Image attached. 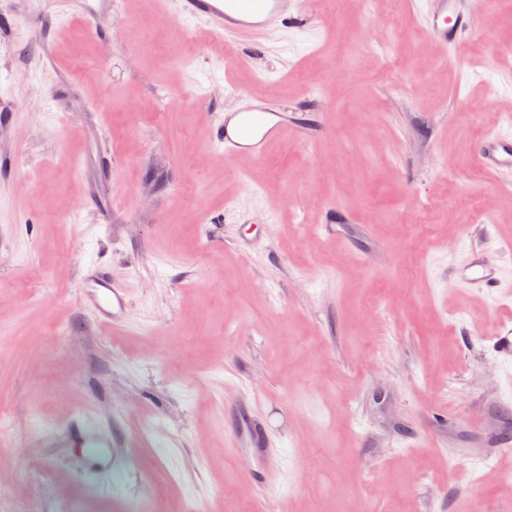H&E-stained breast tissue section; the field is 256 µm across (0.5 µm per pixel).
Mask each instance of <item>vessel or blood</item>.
Wrapping results in <instances>:
<instances>
[{
	"label": "vessel or blood",
	"mask_w": 512,
	"mask_h": 512,
	"mask_svg": "<svg viewBox=\"0 0 512 512\" xmlns=\"http://www.w3.org/2000/svg\"><path fill=\"white\" fill-rule=\"evenodd\" d=\"M427 34L435 41L454 45L473 24V14L461 0H435ZM289 0H181L185 16L205 18L213 36L227 31L262 33L273 24L288 19ZM289 130L285 114L266 106H254L230 113L223 126L213 130L211 142L223 146L224 155L234 158L242 154L254 158L265 155L269 144L281 140ZM483 168L492 173L512 168V136L495 135L482 139L477 153ZM470 269H478V276L457 273L458 282L499 291L502 286L497 271L480 268L478 260H470ZM81 302L92 308L101 327L118 329L122 326L126 296L110 273L103 268L84 272L81 278ZM66 437L90 448H108L112 441L105 436L89 437L79 416H72L64 426ZM235 447L244 449L255 459H263L267 452V439L255 419L244 417L240 428L232 435Z\"/></svg>",
	"instance_id": "b4317fda"
}]
</instances>
